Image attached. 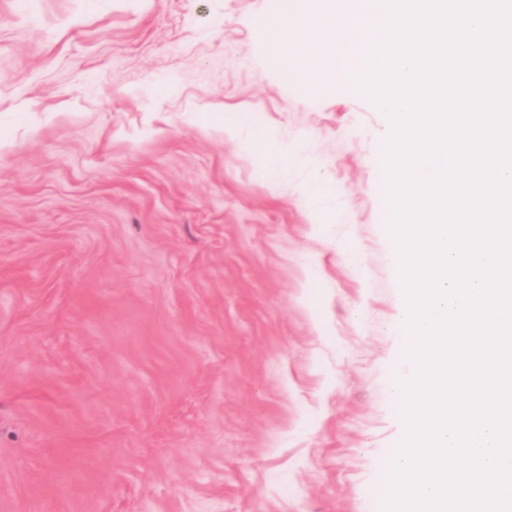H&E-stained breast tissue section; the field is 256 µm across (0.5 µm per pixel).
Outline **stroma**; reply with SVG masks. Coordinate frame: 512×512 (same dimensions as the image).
Instances as JSON below:
<instances>
[{
  "instance_id": "stroma-1",
  "label": "stroma",
  "mask_w": 512,
  "mask_h": 512,
  "mask_svg": "<svg viewBox=\"0 0 512 512\" xmlns=\"http://www.w3.org/2000/svg\"><path fill=\"white\" fill-rule=\"evenodd\" d=\"M284 6L0 0V512H383L391 121Z\"/></svg>"
}]
</instances>
